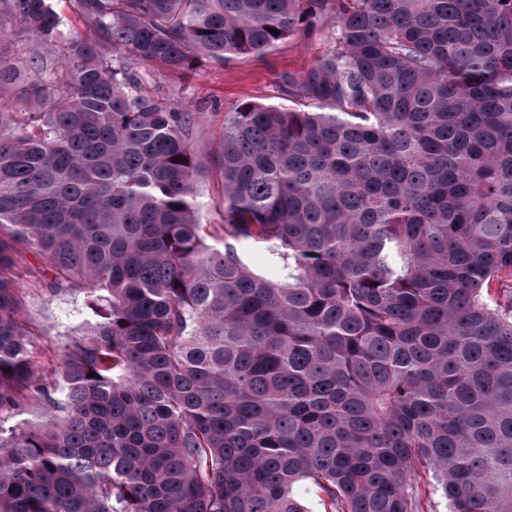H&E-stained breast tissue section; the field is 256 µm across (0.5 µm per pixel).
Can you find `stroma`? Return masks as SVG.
I'll list each match as a JSON object with an SVG mask.
<instances>
[{
    "label": "stroma",
    "mask_w": 512,
    "mask_h": 512,
    "mask_svg": "<svg viewBox=\"0 0 512 512\" xmlns=\"http://www.w3.org/2000/svg\"><path fill=\"white\" fill-rule=\"evenodd\" d=\"M329 46L326 32L288 39L243 63L217 64L201 60L195 71L182 77L157 66L145 69L143 92L159 96L172 108L196 115L191 143L194 150L211 156L217 148L224 114L242 102L275 104L281 75L305 70ZM52 270L41 258L23 251L18 262L17 287L23 302L31 357L46 380H54L61 355L79 337L92 315L84 308L80 285L50 295L46 290Z\"/></svg>",
    "instance_id": "stroma-1"
}]
</instances>
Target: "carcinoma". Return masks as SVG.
<instances>
[{
	"instance_id": "obj_1",
	"label": "carcinoma",
	"mask_w": 512,
	"mask_h": 512,
	"mask_svg": "<svg viewBox=\"0 0 512 512\" xmlns=\"http://www.w3.org/2000/svg\"><path fill=\"white\" fill-rule=\"evenodd\" d=\"M70 2L0 0V512H512V0ZM316 29L224 113L218 247L141 69ZM23 247L95 316L52 383Z\"/></svg>"
}]
</instances>
